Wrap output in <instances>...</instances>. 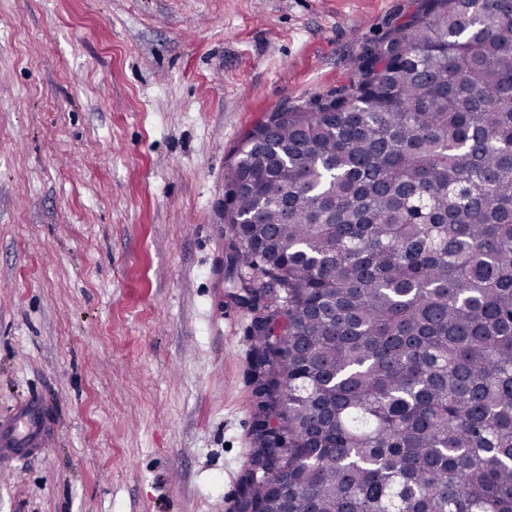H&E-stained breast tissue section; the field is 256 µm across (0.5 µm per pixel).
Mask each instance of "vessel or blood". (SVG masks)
Instances as JSON below:
<instances>
[{
  "label": "vessel or blood",
  "mask_w": 512,
  "mask_h": 512,
  "mask_svg": "<svg viewBox=\"0 0 512 512\" xmlns=\"http://www.w3.org/2000/svg\"><path fill=\"white\" fill-rule=\"evenodd\" d=\"M54 429L41 401H27L10 419L0 420V462L12 459L19 445L49 446Z\"/></svg>",
  "instance_id": "obj_1"
}]
</instances>
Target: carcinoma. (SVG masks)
Instances as JSON below:
<instances>
[{
	"label": "carcinoma",
	"instance_id": "cac0c4a2",
	"mask_svg": "<svg viewBox=\"0 0 512 512\" xmlns=\"http://www.w3.org/2000/svg\"><path fill=\"white\" fill-rule=\"evenodd\" d=\"M242 512H512V0H429L224 174Z\"/></svg>",
	"mask_w": 512,
	"mask_h": 512
}]
</instances>
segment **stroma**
<instances>
[{
	"mask_svg": "<svg viewBox=\"0 0 512 512\" xmlns=\"http://www.w3.org/2000/svg\"><path fill=\"white\" fill-rule=\"evenodd\" d=\"M425 0H0V512H232L249 314L224 173L270 109L338 90ZM45 409L41 401L30 400L13 418L0 420V462L13 459L22 442L28 448L49 446L54 429ZM20 423L26 430L24 437H20Z\"/></svg>",
	"mask_w": 512,
	"mask_h": 512,
	"instance_id": "1",
	"label": "stroma"
}]
</instances>
